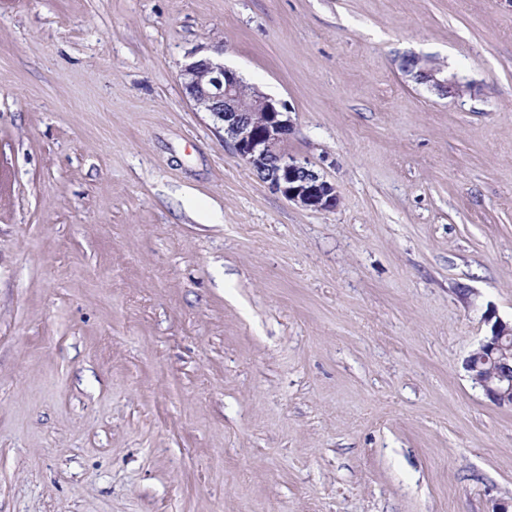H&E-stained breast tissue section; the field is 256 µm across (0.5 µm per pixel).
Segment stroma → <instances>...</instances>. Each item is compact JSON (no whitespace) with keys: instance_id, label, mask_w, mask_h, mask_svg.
I'll return each instance as SVG.
<instances>
[{"instance_id":"stroma-1","label":"stroma","mask_w":512,"mask_h":512,"mask_svg":"<svg viewBox=\"0 0 512 512\" xmlns=\"http://www.w3.org/2000/svg\"><path fill=\"white\" fill-rule=\"evenodd\" d=\"M219 42L334 210L185 94ZM491 312L512 0H0V512H497L512 408L463 365ZM425 56L409 55L404 56L400 63V69L406 77L418 84L426 85L428 89L442 97L457 98L463 96L465 92H471V84H463L455 76H448V72L443 68L427 67L418 72L410 66L412 59H423Z\"/></svg>"}]
</instances>
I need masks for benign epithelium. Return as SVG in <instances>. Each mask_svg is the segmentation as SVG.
Returning a JSON list of instances; mask_svg holds the SVG:
<instances>
[{"instance_id": "7a95c632", "label": "benign epithelium", "mask_w": 512, "mask_h": 512, "mask_svg": "<svg viewBox=\"0 0 512 512\" xmlns=\"http://www.w3.org/2000/svg\"><path fill=\"white\" fill-rule=\"evenodd\" d=\"M199 57L180 73L181 85L194 106L211 113L224 130V143L288 201L312 211L336 208V187L315 167L288 156L283 145L294 131L290 111L258 89L246 85L219 56ZM414 56L402 58L406 77L442 97L457 98L472 86L443 68L413 70ZM491 334L464 360V368L496 406H512V325L492 323Z\"/></svg>"}]
</instances>
